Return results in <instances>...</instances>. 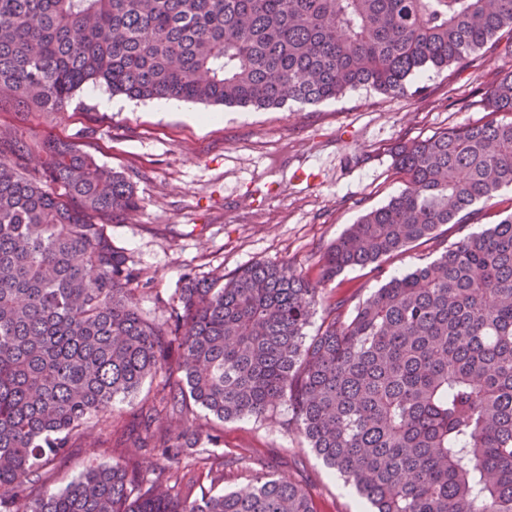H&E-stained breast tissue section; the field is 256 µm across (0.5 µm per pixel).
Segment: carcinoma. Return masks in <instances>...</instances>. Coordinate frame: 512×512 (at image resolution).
Instances as JSON below:
<instances>
[{"mask_svg": "<svg viewBox=\"0 0 512 512\" xmlns=\"http://www.w3.org/2000/svg\"><path fill=\"white\" fill-rule=\"evenodd\" d=\"M512 47V0H0V110L60 112L84 87L228 107L401 97L426 68ZM490 119L399 143L406 187L326 250L319 278L285 261L187 273L150 320L142 273L107 226L140 206L132 176L79 141L0 130V512H316L297 481L180 491L248 465L218 421L292 407L297 432L371 512H512V213L365 300L324 296L347 269L461 224L512 187V71ZM325 316L306 329L317 307ZM159 379L144 436L50 490L45 468L112 426ZM171 466L142 470L141 452Z\"/></svg>", "mask_w": 512, "mask_h": 512, "instance_id": "1", "label": "carcinoma"}]
</instances>
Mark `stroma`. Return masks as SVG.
Returning a JSON list of instances; mask_svg holds the SVG:
<instances>
[{
	"mask_svg": "<svg viewBox=\"0 0 512 512\" xmlns=\"http://www.w3.org/2000/svg\"><path fill=\"white\" fill-rule=\"evenodd\" d=\"M512 71V53L476 56L463 70L429 68L394 99L370 88L315 105L224 108L217 124L191 121V103L162 106L111 95L102 86L81 90L53 116L0 112V126L22 127L39 139L81 141L100 164L136 175L138 211L108 233L149 281L139 303L163 318L162 304L183 275L203 276L256 262L283 260L310 277L326 249L366 211L405 186L394 167L401 141L484 121L481 95ZM110 98L111 108L101 105ZM512 213V189L475 205L462 224H447L440 241L418 242L385 258L379 270L354 268L328 282L325 292L359 301L393 275L431 262L444 246ZM140 398L115 407L121 427L106 448L90 455L72 449L51 466L49 487L63 486L90 460L112 462L135 422ZM223 451L258 459L264 470L301 481L317 512H362L354 489L333 474L298 434L291 407L264 420L221 423Z\"/></svg>",
	"mask_w": 512,
	"mask_h": 512,
	"instance_id": "obj_1",
	"label": "stroma"
}]
</instances>
